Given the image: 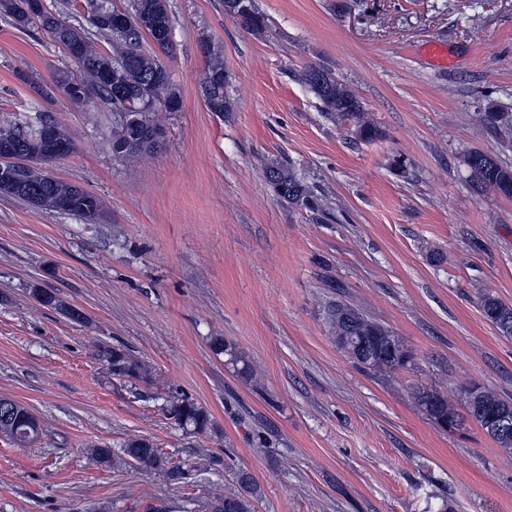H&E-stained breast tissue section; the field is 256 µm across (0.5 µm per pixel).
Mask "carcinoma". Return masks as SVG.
I'll list each match as a JSON object with an SVG mask.
<instances>
[{
    "instance_id": "cac0c4a2",
    "label": "carcinoma",
    "mask_w": 512,
    "mask_h": 512,
    "mask_svg": "<svg viewBox=\"0 0 512 512\" xmlns=\"http://www.w3.org/2000/svg\"><path fill=\"white\" fill-rule=\"evenodd\" d=\"M30 2L32 0H0V14L20 29L35 28L45 33L74 65L72 69L57 70L50 83L29 80L34 91L47 99L57 91L66 92L69 101L76 105L90 104L96 98L111 106L114 112L141 117V127L123 121L112 131L109 145L114 155L134 158L157 148L160 128L155 113L177 112L181 107L180 93L159 60V55H167L173 49L171 39L166 35L171 30L168 0H131L128 8L104 0L106 5L102 9L98 7V0H85L87 26L78 24L63 31L58 30L57 22L67 20L64 10L53 11L45 7L30 14L24 8ZM243 5L245 9L238 23L249 31L262 30L266 19L256 0H243ZM96 36L107 40L114 52L99 50L94 41ZM145 39L153 44L149 53L141 49ZM202 49L208 59L202 82L203 100L208 111L221 114L229 109L224 94V61L220 50L212 43L203 42ZM300 80L317 96L326 119L336 123L352 122V134L359 141L371 142L379 137L378 129L366 118L360 99L328 70L310 65L302 70ZM48 124L50 129L45 134L30 123L22 127L0 125L1 157L8 158L27 145L38 154L33 159L19 157L8 174L0 176V195L23 200L41 209L75 215L90 224L100 222L102 209L97 197L42 169L58 152L67 156L73 150L68 129L51 120ZM466 163L480 184L505 197H512L511 167L479 150L470 152ZM265 178L280 200L305 207L316 205L312 191L291 165L272 163L265 169ZM29 294L42 307L55 309L75 322L86 320L83 312L46 288L34 285L29 288ZM480 309L501 335L512 336V305L484 295ZM325 319L335 335L336 346L357 366L373 372H393L412 363L413 352L400 337L350 304L337 299L330 302L325 309ZM211 346L216 354L226 357L227 364L242 380L250 379L249 364L233 343L222 336H213ZM97 356L103 362L106 374L114 381L152 382V365L124 346H100ZM417 401L442 429L448 428L450 416L462 422L459 413L436 391L418 393ZM480 406L482 412L476 414L474 420L482 427L489 417L512 418V399L503 398L487 388L481 391ZM164 410L180 428L197 434L205 432L211 425L209 412L186 395H170ZM40 433L41 425L36 415L21 403L0 397L1 436L17 445L27 446L37 441ZM91 455L99 465L114 468L136 465L163 475L173 484L190 486L197 478L194 467L171 462L144 438L127 441L118 452L97 446L91 449ZM237 482L238 492L214 497L209 503L210 512H254V502L260 496L257 483L244 470L238 473Z\"/></svg>"
}]
</instances>
